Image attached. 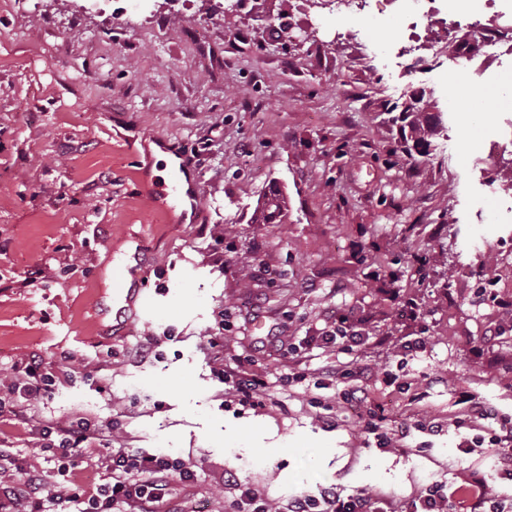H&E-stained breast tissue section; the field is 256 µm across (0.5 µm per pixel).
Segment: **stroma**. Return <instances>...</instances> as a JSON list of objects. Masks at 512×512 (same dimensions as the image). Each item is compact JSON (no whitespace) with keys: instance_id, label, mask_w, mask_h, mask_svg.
Here are the masks:
<instances>
[{"instance_id":"obj_1","label":"stroma","mask_w":512,"mask_h":512,"mask_svg":"<svg viewBox=\"0 0 512 512\" xmlns=\"http://www.w3.org/2000/svg\"><path fill=\"white\" fill-rule=\"evenodd\" d=\"M231 2L185 0L175 14L167 0H107L99 13L0 0V396L25 356L67 362L70 382L35 409L113 423L118 448L203 464L196 485L172 484L179 512H224L227 471L275 508L337 483L405 507L428 482L490 467L488 449H456L472 435L450 424L464 397L512 416V314L475 303L490 284L512 299V194L488 152L507 115L451 106L452 60L402 69L392 12L368 25L372 54L337 44L332 22L318 45L281 28L290 0H249L225 25ZM418 88L447 130L410 158L389 111ZM161 139L195 160L199 222L145 191ZM273 186L285 216L252 223ZM132 248L146 257L148 301L116 336L112 267ZM403 298L423 318L398 317ZM334 314L383 338L356 360L395 376L376 387L406 438L380 446L339 398L326 422L300 385L277 406L227 402L203 348L218 321L225 358L276 375L284 346ZM493 334L500 363L483 369L472 350ZM407 336L427 337L426 350L403 352ZM0 448L25 468L55 466L7 419Z\"/></svg>"}]
</instances>
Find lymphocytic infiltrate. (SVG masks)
Returning <instances> with one entry per match:
<instances>
[{
	"instance_id": "lymphocytic-infiltrate-1",
	"label": "lymphocytic infiltrate",
	"mask_w": 512,
	"mask_h": 512,
	"mask_svg": "<svg viewBox=\"0 0 512 512\" xmlns=\"http://www.w3.org/2000/svg\"><path fill=\"white\" fill-rule=\"evenodd\" d=\"M364 338L352 328L349 317L339 316L326 324L320 336L307 341V349L322 350L326 356L319 369L322 386L339 390L342 399L363 403L367 409L362 419L365 433L374 434L385 427V417L378 411L370 391L355 385L356 371L349 356L364 345ZM217 364L218 376L239 405L263 408L274 404L278 387L305 381L306 373L299 360H292L285 374L276 378L248 371L242 360L234 364L224 361V332L215 329L206 341ZM17 379L13 386L20 398H28L52 389L67 378L66 371L46 370L37 359L16 364ZM10 413L19 423L30 426L40 440L50 442L60 464L78 459L94 460L96 467L109 471L111 480L91 490L76 488L66 496L67 502L78 505L79 512H159L172 482L192 485L197 472L184 461L171 458L162 451L132 454L111 445V425L92 426L83 418L64 422L45 419L36 410L18 409L16 404L0 398V414ZM458 428L477 431L475 441H461L458 449L470 454L473 443H489L493 447L496 470L512 472V417L499 414L484 402L470 404L455 416ZM41 475L28 476L23 486L0 480V512H49L56 495L44 493ZM283 512H397L391 495L385 492L344 493L338 487L321 488L318 494L290 498ZM406 512H512V499L499 495L487 473L479 468L463 472L455 487L434 482L413 497Z\"/></svg>"
}]
</instances>
